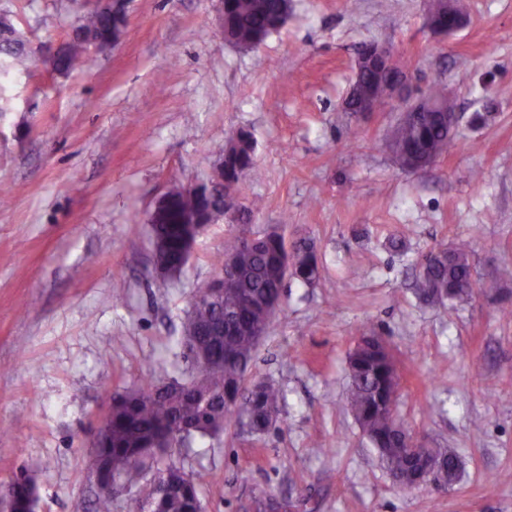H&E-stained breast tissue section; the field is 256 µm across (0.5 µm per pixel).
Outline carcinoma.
Segmentation results:
<instances>
[{"label": "carcinoma", "instance_id": "carcinoma-1", "mask_svg": "<svg viewBox=\"0 0 512 512\" xmlns=\"http://www.w3.org/2000/svg\"><path fill=\"white\" fill-rule=\"evenodd\" d=\"M230 41L247 49L258 46L288 16L287 0H225ZM0 58L26 64L22 34L8 15H0ZM112 14L93 9L78 16L61 55L52 63L58 74L90 66V49L110 41ZM238 142L224 155V192H239L243 178L253 169V147L247 134L231 136ZM453 144L448 125L433 112H419L412 122L395 129L391 150L400 167L417 170L434 163ZM173 205L153 225L152 234L160 257L172 275L180 274L190 257L195 233L181 223L185 215L208 220L209 210L224 209V198L203 200L183 185L171 189ZM246 228L224 247V254L238 257L233 285L219 289L218 300L194 301L183 325L182 347L188 354L202 353L211 368L190 380L173 385L172 391L152 395V387L133 389L112 399V415L94 438L90 470L103 483L117 480L127 488L141 483L146 469L154 470L148 490L150 512H195L201 498L182 470L164 466L162 456L179 434L192 430L197 438H216L224 432L231 413L248 414L251 432L265 434L276 428L281 389L272 379L248 383L271 317L269 304L278 299L286 280L283 264L292 260L291 276L311 285L319 279L320 264L307 246H288L280 233L258 237L259 244L245 246ZM469 244L460 242L444 258L430 253L416 280L418 296L425 302L452 307L473 296ZM401 359L384 338L374 333L360 336L347 359L348 402L363 435L394 481L403 489L419 488L423 473L431 471L440 486L459 479L461 465L446 448H410V432L388 411L402 390ZM38 486L35 472L22 469L0 490V512H36Z\"/></svg>", "mask_w": 512, "mask_h": 512}]
</instances>
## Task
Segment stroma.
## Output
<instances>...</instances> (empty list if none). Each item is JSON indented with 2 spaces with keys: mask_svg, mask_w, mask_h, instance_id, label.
<instances>
[{
  "mask_svg": "<svg viewBox=\"0 0 512 512\" xmlns=\"http://www.w3.org/2000/svg\"><path fill=\"white\" fill-rule=\"evenodd\" d=\"M467 3L465 26L439 36L427 0H289L245 50L216 0H130L121 44L60 76L41 59L93 0H0L32 60L0 75V485L28 467L37 512H96L88 457L113 396L193 372L182 324L237 227L209 224L164 280L148 218L244 130L251 233L311 244L321 278L288 281L251 370L282 388L277 429L233 420L164 465L193 478L204 512H512V280L498 277L512 267V0ZM371 40L397 50L413 90L453 94L454 145L425 169L389 150L397 107L342 109ZM461 240L472 301L424 303L423 256ZM369 331L402 360L401 422L458 456L451 488H400L356 423L347 355Z\"/></svg>",
  "mask_w": 512,
  "mask_h": 512,
  "instance_id": "stroma-1",
  "label": "stroma"
}]
</instances>
